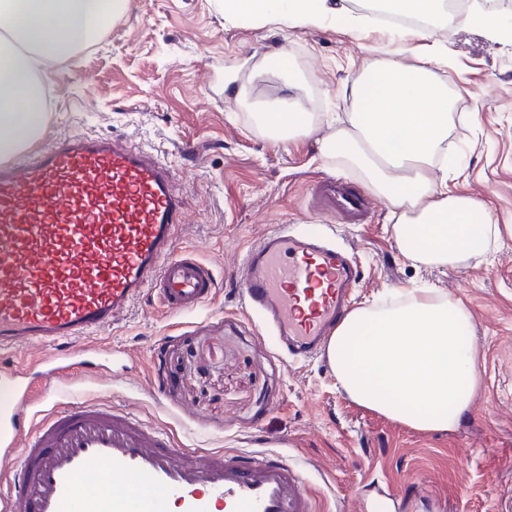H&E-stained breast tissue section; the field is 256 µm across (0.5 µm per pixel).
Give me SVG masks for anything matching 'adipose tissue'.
<instances>
[{
	"instance_id": "1",
	"label": "adipose tissue",
	"mask_w": 512,
	"mask_h": 512,
	"mask_svg": "<svg viewBox=\"0 0 512 512\" xmlns=\"http://www.w3.org/2000/svg\"><path fill=\"white\" fill-rule=\"evenodd\" d=\"M225 19L320 26L334 0H214ZM128 0H0V162L32 146L48 122L44 79L70 52L93 44ZM424 65L374 60L353 84L361 104L349 126L323 139L382 198L393 234L414 264L464 268L482 262L500 231L490 207L449 192L441 154L448 97L432 78L448 56L424 50ZM472 314L432 289L360 307L337 325L327 358L354 403L422 432L453 431L479 383L468 340Z\"/></svg>"
}]
</instances>
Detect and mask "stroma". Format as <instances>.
Here are the masks:
<instances>
[{
  "label": "stroma",
  "instance_id": "1",
  "mask_svg": "<svg viewBox=\"0 0 512 512\" xmlns=\"http://www.w3.org/2000/svg\"><path fill=\"white\" fill-rule=\"evenodd\" d=\"M345 8L321 27L291 30L224 20L213 0H129L97 44L50 73L48 131L115 137L169 162L185 215L176 247L209 263L217 288L177 316L144 298L78 341L105 369L65 380L53 399L134 414L171 431L180 450L279 454L322 512H512V42L492 40L467 12L429 29L454 61L435 72L453 98L448 185L490 203L500 239L480 264L417 268L385 203L348 224L314 194L331 176L368 192L321 140L331 114L357 112L349 88L370 48L391 36L373 20L352 32L353 0ZM292 80L313 131L277 143L261 113L285 102ZM279 224L323 231L350 253L361 272L353 307L410 288L467 306L481 383L455 430L420 432L354 404L327 359L283 357L242 311L233 284L242 255Z\"/></svg>",
  "mask_w": 512,
  "mask_h": 512
}]
</instances>
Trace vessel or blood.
Here are the masks:
<instances>
[{
    "instance_id": "1",
    "label": "vessel or blood",
    "mask_w": 512,
    "mask_h": 512,
    "mask_svg": "<svg viewBox=\"0 0 512 512\" xmlns=\"http://www.w3.org/2000/svg\"><path fill=\"white\" fill-rule=\"evenodd\" d=\"M317 196L355 219L372 206L329 180ZM183 221L167 163L113 137L56 135L0 165V452L16 459L0 475V512H316L300 470L278 457L179 453L172 434L105 405L28 418L36 390L86 367L74 342L132 303L153 294L181 314L213 299L212 267L176 250ZM243 264L245 311L272 322L291 356L325 350L356 265L285 224ZM35 344L42 356L27 357Z\"/></svg>"
}]
</instances>
